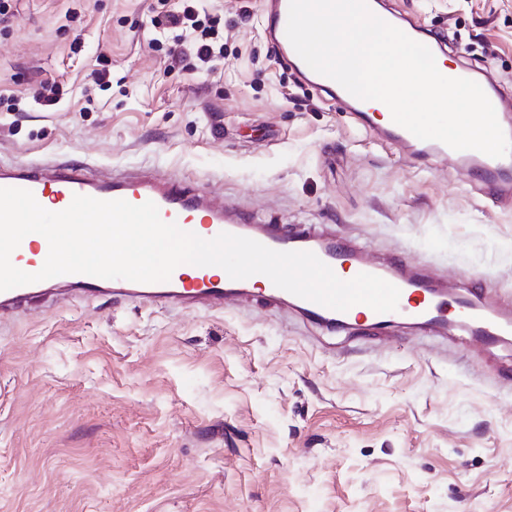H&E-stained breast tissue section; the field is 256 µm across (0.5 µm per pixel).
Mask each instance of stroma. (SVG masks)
Listing matches in <instances>:
<instances>
[{
    "label": "stroma",
    "mask_w": 512,
    "mask_h": 512,
    "mask_svg": "<svg viewBox=\"0 0 512 512\" xmlns=\"http://www.w3.org/2000/svg\"><path fill=\"white\" fill-rule=\"evenodd\" d=\"M173 2L5 0L0 165L156 172L512 304V206L302 83L264 0H191L224 56L174 63ZM378 2L512 95V0ZM0 512H512V340L325 336L257 302L33 306L0 320Z\"/></svg>",
    "instance_id": "1"
}]
</instances>
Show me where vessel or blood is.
<instances>
[{
  "label": "vessel or blood",
  "instance_id": "obj_1",
  "mask_svg": "<svg viewBox=\"0 0 512 512\" xmlns=\"http://www.w3.org/2000/svg\"><path fill=\"white\" fill-rule=\"evenodd\" d=\"M289 4L290 0H267L262 25L272 46L280 57L291 61L300 76L313 87L338 95L349 111H358L362 106L360 99L333 79L313 71L293 48L286 35ZM485 94L500 126L512 137V103L506 102L493 88H486ZM361 121L365 128L377 130L382 138L399 145L417 160L437 154L455 156L498 198H512V155L494 158L476 150L456 152L442 142L420 140L392 119H380L375 113L363 115ZM0 188L31 191L36 201L50 200L55 212L65 210L77 194L99 200L122 199L134 205L150 201L156 204L162 221L177 224L184 231H193L198 226L210 239L225 232L253 239L277 251H309L333 272L348 268L356 275H375L400 290L396 312L379 313L363 304L342 312L297 297L271 283L262 293H255L248 278L234 280L226 275L206 273L191 277L178 269L168 281L155 283L65 274L0 291V319L14 315L25 305L52 300L65 292L85 297L109 294L119 300L152 305L182 304L219 309L225 301L251 300L258 296L265 306L292 310L303 323L331 335L348 328L361 332L383 329L399 315L426 336H441L447 333L449 324L467 323L475 342L485 347L512 334V306L489 303L477 290L449 293L444 282L399 256L369 261L363 249L327 233L322 227L299 224L285 229L235 209L213 206L203 192L172 180L116 174L102 181L91 177L85 168L60 163L0 167Z\"/></svg>",
  "mask_w": 512,
  "mask_h": 512
}]
</instances>
